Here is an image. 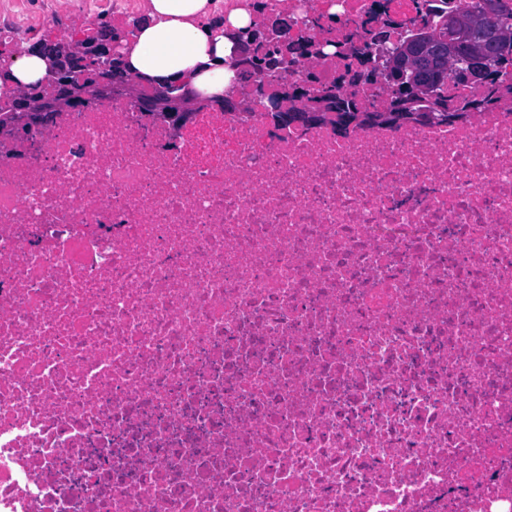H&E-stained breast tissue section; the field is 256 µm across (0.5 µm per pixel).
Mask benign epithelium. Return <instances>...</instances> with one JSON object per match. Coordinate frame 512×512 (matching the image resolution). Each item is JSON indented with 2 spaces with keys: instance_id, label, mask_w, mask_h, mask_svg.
<instances>
[{
  "instance_id": "1",
  "label": "benign epithelium",
  "mask_w": 512,
  "mask_h": 512,
  "mask_svg": "<svg viewBox=\"0 0 512 512\" xmlns=\"http://www.w3.org/2000/svg\"><path fill=\"white\" fill-rule=\"evenodd\" d=\"M448 26L460 30V37L466 39L473 47L474 53L466 58L456 54L453 47L443 52L439 43L446 39L434 34L418 41L402 43L392 40L393 46L380 43L372 47L377 61L384 62L390 68H398L401 79L411 86L415 99L408 104V111L424 113L431 111L432 98L426 93V85L414 64L415 52L423 47L434 46L438 54L444 55L438 73L445 75L449 71H458L467 79L481 82L483 71L492 68L496 59L495 48L502 40L504 29L498 23L495 4H486L484 19L470 26L457 22V17H448ZM121 37L112 31V26L103 24L92 31L75 30L67 39L60 42L64 47L61 54L55 56L53 65L38 85H50L58 91L45 95L32 87L15 89V95L0 116V140L5 142L12 136L23 132V128H43L52 121L54 114L67 112L84 106L91 101V96L117 94L123 95L149 112L158 114L167 112L179 119V123L188 122L193 113L202 108L217 106L226 112H236L242 108L239 99L230 95L222 97L187 98L182 92H173L180 83L158 82L153 79L137 78L126 69L124 58L119 53ZM238 49L234 52L231 66L240 73L249 70L252 63L265 48L263 41L239 33ZM82 58L84 69L75 72L70 67V57ZM87 89H82V85ZM293 94L288 86H283L275 94L261 95L264 111L275 114L284 111L281 95ZM295 109L292 122L310 124L314 122H338L336 101L325 99L310 101L304 96L294 97ZM395 121L404 124L405 115L389 112H369L360 110L354 114L353 124L364 125L374 122Z\"/></svg>"
}]
</instances>
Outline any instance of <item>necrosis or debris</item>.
Instances as JSON below:
<instances>
[{"mask_svg": "<svg viewBox=\"0 0 512 512\" xmlns=\"http://www.w3.org/2000/svg\"><path fill=\"white\" fill-rule=\"evenodd\" d=\"M333 50L182 127L122 96L0 148V512H512V93L367 109L424 0H220ZM293 88L294 87L288 89V85H285L278 93H261L264 111L268 112L269 114L286 112L281 104V95L285 93H288L290 96L294 97L293 101L295 102V109L292 111L294 113L291 114L292 122L290 121V112H288V124H290V122L299 124L329 121L338 122L340 121V118L339 114L336 112V107L337 110L342 113H351L350 111L356 107L352 103L349 104L340 100L328 89L317 90L319 94L309 97L313 100H321L327 96L333 95L336 97V101L333 99L310 101L304 96H293Z\"/></svg>", "mask_w": 512, "mask_h": 512, "instance_id": "4bbe7bcc", "label": "necrosis or debris"}]
</instances>
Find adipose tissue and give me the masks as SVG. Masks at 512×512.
Wrapping results in <instances>:
<instances>
[{"label":"adipose tissue","instance_id":"obj_1","mask_svg":"<svg viewBox=\"0 0 512 512\" xmlns=\"http://www.w3.org/2000/svg\"><path fill=\"white\" fill-rule=\"evenodd\" d=\"M208 0H146L143 15L125 48L130 73L154 79H181L196 92L220 94L227 78L225 58L232 43L224 36L225 26L241 28L248 16L232 12L228 21L200 24V11ZM46 59L38 52L13 55L0 73V82L26 86L42 78Z\"/></svg>","mask_w":512,"mask_h":512}]
</instances>
